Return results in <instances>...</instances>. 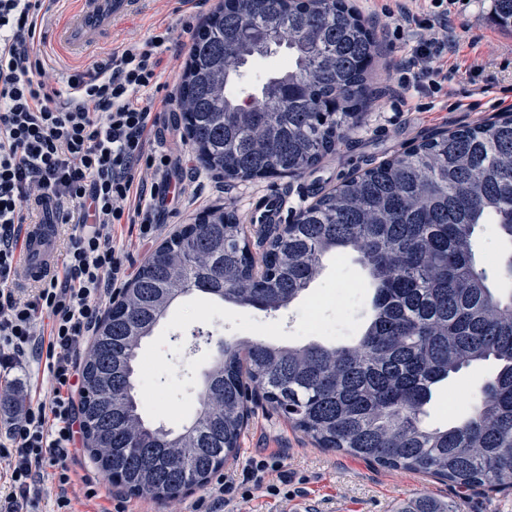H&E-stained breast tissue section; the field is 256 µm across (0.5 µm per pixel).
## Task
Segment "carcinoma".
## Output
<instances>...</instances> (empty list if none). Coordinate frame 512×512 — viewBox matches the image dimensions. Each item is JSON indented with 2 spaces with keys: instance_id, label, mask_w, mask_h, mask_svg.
Returning <instances> with one entry per match:
<instances>
[{
  "instance_id": "carcinoma-1",
  "label": "carcinoma",
  "mask_w": 512,
  "mask_h": 512,
  "mask_svg": "<svg viewBox=\"0 0 512 512\" xmlns=\"http://www.w3.org/2000/svg\"><path fill=\"white\" fill-rule=\"evenodd\" d=\"M512 31V0H494ZM260 95L229 102L232 74L279 48ZM374 33L346 0H222L197 28L180 110L203 168L224 178L302 176L346 142L372 100ZM496 224L512 245V112L436 132L350 176L299 209L287 227L251 231L231 208L182 224L144 261L100 322L83 367L84 445L130 495L172 500L236 458L248 402L261 397L317 448L462 489L512 487V251L496 279L474 235ZM354 251L374 286L372 318L348 345L224 344L204 397L181 428L146 423L138 349L172 303L199 292L275 311ZM492 360L467 415L422 424L437 385ZM398 512H461L422 495Z\"/></svg>"
}]
</instances>
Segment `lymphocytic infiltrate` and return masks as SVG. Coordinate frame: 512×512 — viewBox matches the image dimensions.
<instances>
[{
  "label": "lymphocytic infiltrate",
  "instance_id": "f902f5d3",
  "mask_svg": "<svg viewBox=\"0 0 512 512\" xmlns=\"http://www.w3.org/2000/svg\"><path fill=\"white\" fill-rule=\"evenodd\" d=\"M450 0H400L394 31L413 51L388 92L443 90L448 73L437 60L455 52L448 34ZM51 23L45 0H0V369L30 359L49 379L0 441V477L8 492L0 512H36L40 487L58 489L56 512H69L68 465L83 422L78 356L93 335L118 284L132 269L115 238L119 224H136L141 240L161 227L157 215L184 192L175 161L155 148L151 132L173 111L176 93H162L163 54L175 27L156 26L105 60H91L66 84L50 86L32 55ZM47 212L73 231L62 276L20 293L19 240L34 212ZM278 453L249 459L207 487L214 512H235V498L280 494L270 473Z\"/></svg>",
  "mask_w": 512,
  "mask_h": 512
}]
</instances>
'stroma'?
<instances>
[{"mask_svg": "<svg viewBox=\"0 0 512 512\" xmlns=\"http://www.w3.org/2000/svg\"><path fill=\"white\" fill-rule=\"evenodd\" d=\"M219 2L206 0L202 7L178 14L174 11L175 0H135L131 14L114 23L111 34L91 52H71L51 35L36 51L58 85L88 63L90 56L109 57L123 43L146 38L158 24L171 22L184 43L183 48H171L163 55V79L173 84L179 82L185 68L187 46L195 28ZM491 8L492 0H458L449 17L458 45L442 63L448 70L452 94L413 90L402 102L380 98L352 126L348 142L311 173L227 182L203 171L194 151L186 150L182 178L189 186V195L186 202L161 213L159 222L164 234H171L196 214L221 205L246 216L251 201L266 192L286 195L289 211H297L350 174L413 142L437 131L483 122L511 109L512 33L493 22ZM475 60L481 62V70H471ZM349 292L359 297L360 306L353 316V326L358 329L371 317L374 287L357 254L351 251L326 260L308 290L289 307L275 312L207 302L195 294L180 297L139 350L137 381L143 418L152 425L173 429L188 421L195 409L185 402L187 392L201 389L221 343L260 336L280 346L309 341L331 344V337L322 327L335 324L336 300ZM313 307L319 312L322 327H314L307 320ZM494 371V362L487 361L462 369L438 385L426 407L425 424L444 426L464 417ZM45 384V374L29 360L0 377V439L9 429L10 418L28 403L36 388ZM277 451L284 458L288 477L286 495L254 492L242 502V512H294L301 505L308 506L309 512H393L399 502L423 494L460 501L462 512H512V492L458 490L419 474L372 466L316 448L291 422L261 400H254L239 452L229 466L239 469L248 458ZM86 475L98 482L95 496L85 494L82 478ZM72 479L71 512H115L120 503L125 504L127 512H138L142 503L141 498L100 476L88 453H80Z\"/></svg>", "mask_w": 512, "mask_h": 512, "instance_id": "35a3bbf8", "label": "stroma"}]
</instances>
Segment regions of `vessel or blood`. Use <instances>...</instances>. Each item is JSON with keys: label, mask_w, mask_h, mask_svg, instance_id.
Returning a JSON list of instances; mask_svg holds the SVG:
<instances>
[{"label": "vessel or blood", "mask_w": 512, "mask_h": 512, "mask_svg": "<svg viewBox=\"0 0 512 512\" xmlns=\"http://www.w3.org/2000/svg\"><path fill=\"white\" fill-rule=\"evenodd\" d=\"M133 0H75L59 35L76 49L99 44L111 32L114 21L128 15ZM287 209V198L280 194L264 195L253 200L247 215L251 224L279 223ZM21 280L32 283L55 274L59 268L56 230L51 224H33L20 241Z\"/></svg>", "instance_id": "vessel-or-blood-1"}]
</instances>
